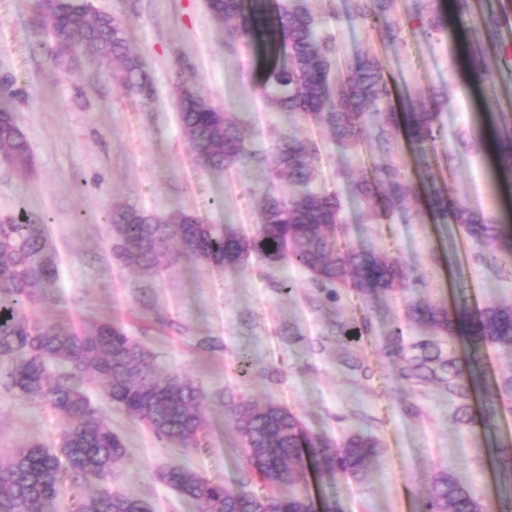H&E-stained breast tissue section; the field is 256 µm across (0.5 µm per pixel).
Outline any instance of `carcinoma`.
<instances>
[{
	"label": "carcinoma",
	"instance_id": "carcinoma-1",
	"mask_svg": "<svg viewBox=\"0 0 512 512\" xmlns=\"http://www.w3.org/2000/svg\"><path fill=\"white\" fill-rule=\"evenodd\" d=\"M394 0H347V13L373 26H384L391 43L400 31L387 16ZM212 15L231 23L228 39L246 36L269 57L284 51L288 63L270 62L263 73L262 91L270 109L319 120L329 116L340 139L355 143L366 113L375 115L377 138L388 140L398 124L390 103L392 90L384 66L376 58H360L340 82L331 78L333 46L317 33V20L302 2L278 4L270 10L263 0H212ZM447 12L436 6L422 24L421 34L441 29ZM36 34L47 35L55 58H95L109 67L121 61L115 74L119 86L147 98L151 76L129 53L123 21L97 10L91 0H38L33 23ZM175 94L183 137L205 168L223 170L250 155L238 120L201 96L188 77H179ZM438 113L413 105L405 113L408 138L426 149L438 140ZM504 191L512 196V127L494 133ZM0 152L19 172L31 166L27 141L13 112L0 106ZM316 149L291 137L281 140L269 168L260 202L257 234L244 237L226 226L217 229L196 214L179 211L159 214L136 207H114L105 216L113 253L126 268L152 272L172 256L171 247L208 265L237 267L255 255L267 265L289 261L306 269L320 288L351 285L360 292H387L408 275L398 260L361 255L344 248L335 235L342 223L336 193L312 190ZM287 182L302 188L285 199L272 191ZM361 192L379 197L378 215L388 216L404 201L406 189L394 167L379 169V177L365 179ZM437 216L453 213L478 244L498 240L512 251V231L465 204L438 195L430 199ZM55 252L50 242L33 233L27 215L0 220V374L30 400L48 404L65 421L63 456L34 443L0 456V512H48L61 492L65 473L104 479L126 454L121 437L112 431L86 396L87 377L97 379L106 396L160 440L190 445L203 427V391L193 381L157 372L151 353L133 342L110 321L95 322L75 331L64 322L33 320L30 312L42 288L56 278ZM409 317L435 331L462 336L479 350L491 343L512 348V305L489 304L472 312L438 303H414ZM420 354L405 358L400 376L446 384L448 395L465 397L478 382V364L465 366L428 342L416 345ZM236 428L249 465L261 479L276 487L291 484L311 463L321 473L364 477L375 456L376 440L351 433L333 448L310 434L287 407L273 402L238 401ZM160 480L198 502L201 512H336V502L316 507L309 498L256 494L246 487L228 488L201 478L189 468L172 466ZM422 512H487L449 472L439 473L423 497ZM78 512H154L142 498L103 487L83 498Z\"/></svg>",
	"mask_w": 512,
	"mask_h": 512
}]
</instances>
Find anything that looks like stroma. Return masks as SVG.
<instances>
[{
  "mask_svg": "<svg viewBox=\"0 0 512 512\" xmlns=\"http://www.w3.org/2000/svg\"><path fill=\"white\" fill-rule=\"evenodd\" d=\"M122 19L131 50L150 72V98L122 90L91 58L57 64L52 46L31 30L36 0H0V79L16 92L7 102L30 148L33 170L20 175L0 161V219L29 212L36 234L57 257L56 282L32 315L80 328L119 323L148 349L158 370L197 383L205 423L196 445L162 442L110 402L101 385L84 389L99 414L124 440L126 454L107 479L112 490L149 500L155 512H200L159 479L172 465L214 482L260 492L236 430L232 400L285 405L319 440L337 444L358 431L378 442L363 478L318 477L305 470L294 487L314 501L337 497L342 512H418L432 476L453 474L489 512H512V483L502 481L494 451L512 449V349L489 346L481 356L486 381L465 399L436 383L397 375L399 355L420 340L466 362L461 337L408 322L412 301H465L479 310L512 305V253L476 245L462 225L434 220L435 193L496 217L505 200L492 132L512 122V14L499 0L483 5L499 17L498 43L484 28L455 25L426 37L410 0H396L391 17L401 40L345 14L343 0H307L330 38L340 76L358 58L377 57L395 77L396 112L403 97L437 105L442 125L435 152L416 156L404 132L389 145L365 123L356 144L300 115L269 109L261 95L262 66L245 40L228 41L205 0H92ZM485 56L495 94L476 90L465 65ZM189 76L198 92L234 117H244L250 157L218 172L203 168L180 130L174 85ZM284 137L313 143L318 190L336 192L343 224L337 235L355 251L400 258L404 286L365 295L327 290L298 266H268L258 257L224 268L188 256L163 261L151 273L121 267L112 255L103 214L115 206L186 210L204 223L232 225L255 235L257 199L274 148ZM394 165L412 189L405 209L377 218L357 188L373 169ZM402 323L403 337L391 331ZM64 420L48 406L20 397L0 381V454L40 443L59 450Z\"/></svg>",
  "mask_w": 512,
  "mask_h": 512,
  "instance_id": "obj_1",
  "label": "stroma"
}]
</instances>
